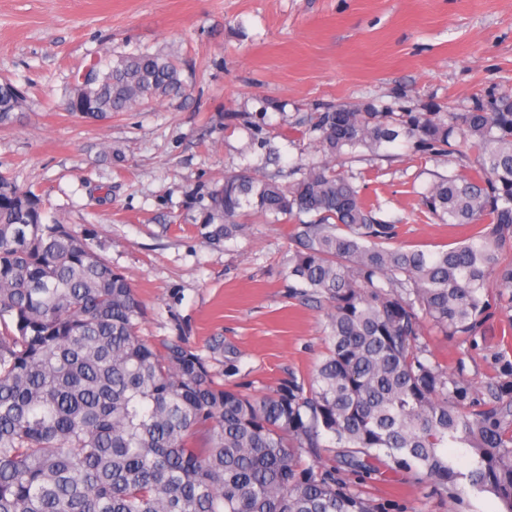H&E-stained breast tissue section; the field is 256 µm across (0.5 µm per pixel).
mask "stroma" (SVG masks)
Listing matches in <instances>:
<instances>
[{
    "instance_id": "1",
    "label": "stroma",
    "mask_w": 512,
    "mask_h": 512,
    "mask_svg": "<svg viewBox=\"0 0 512 512\" xmlns=\"http://www.w3.org/2000/svg\"><path fill=\"white\" fill-rule=\"evenodd\" d=\"M137 48L179 56L186 96L105 122L68 116L71 75ZM1 75L25 105L0 129V170L45 196L47 220L96 231L145 307L143 336L182 337L218 373L224 357L210 344L222 339L239 353L233 382L260 393L311 372L325 311L286 286L290 225L252 215L241 236L212 244L200 230L209 193L225 173H285L313 156L302 130L327 106L466 112L512 94V0H0ZM352 171L399 223V244L435 252L470 234L434 223L419 198L437 176L473 175L471 160L399 139ZM428 341L479 381L512 346V324L488 320L463 350ZM320 461L387 512H448L404 475L352 472L327 448Z\"/></svg>"
}]
</instances>
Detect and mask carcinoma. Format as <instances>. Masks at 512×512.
Wrapping results in <instances>:
<instances>
[{
    "label": "carcinoma",
    "instance_id": "carcinoma-1",
    "mask_svg": "<svg viewBox=\"0 0 512 512\" xmlns=\"http://www.w3.org/2000/svg\"><path fill=\"white\" fill-rule=\"evenodd\" d=\"M172 56L98 58L75 75L67 109L84 121L183 97ZM23 91L0 81V128ZM305 134L317 156L290 172L227 173L201 225L220 243L242 217L301 215L288 288L327 305L326 352L302 382L264 394L224 385L182 340L141 336L145 309L93 230L47 224L46 199L0 173V512H383L317 465L330 443L354 472L405 473L436 495L489 492L512 512V355L475 385L431 352L437 332L468 342L498 314L512 322V97L467 112L328 106ZM404 138L418 153H475L471 177L421 193L438 224L469 238L435 253L394 244L346 164ZM224 352L225 376L238 372ZM471 450L456 469L445 448Z\"/></svg>",
    "mask_w": 512,
    "mask_h": 512
}]
</instances>
